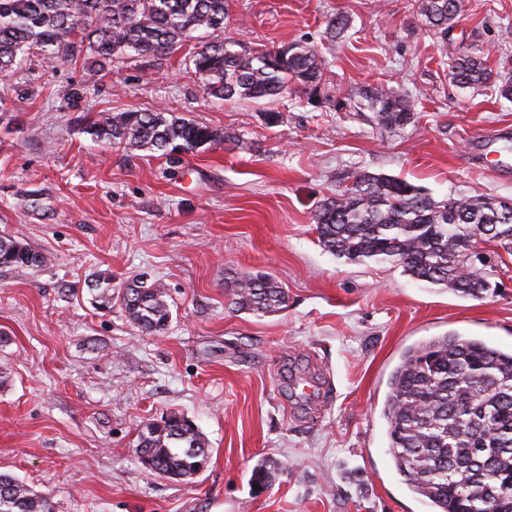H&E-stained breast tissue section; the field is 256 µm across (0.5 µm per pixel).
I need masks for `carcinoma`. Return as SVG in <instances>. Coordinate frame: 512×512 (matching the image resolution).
I'll list each match as a JSON object with an SVG mask.
<instances>
[{
  "label": "carcinoma",
  "instance_id": "carcinoma-1",
  "mask_svg": "<svg viewBox=\"0 0 512 512\" xmlns=\"http://www.w3.org/2000/svg\"><path fill=\"white\" fill-rule=\"evenodd\" d=\"M465 11L464 0H420L428 27L448 40ZM82 20L77 27L74 21ZM226 0H0V73L26 56L46 61L94 59L98 71L127 55L167 59L195 42L189 63L204 93L224 101L264 106L269 126L283 121L273 104L296 87L318 90L325 62L301 43L248 50L226 35ZM449 75L460 87L488 85L492 70L461 47L448 48ZM376 124L403 127L414 102L392 88L364 91ZM83 132L98 142L174 157L226 141L244 142L220 129L167 109L101 113ZM322 248L348 263H391L412 278L480 297L497 288L467 251L492 242L512 255V206L485 196L436 200L398 176L358 173L327 197L312 216ZM42 254L0 237V266L30 268ZM90 290L112 308V276L101 273ZM233 304L263 316L286 306L287 294L272 277L247 274L233 282ZM121 306L140 330L161 333L171 316L157 281L124 289ZM383 415L396 472L412 494L434 512H512V349L480 337L448 334L407 348L393 369ZM138 457L152 471L186 480L209 454L202 433L176 413L146 423ZM0 512H56L52 497L0 473Z\"/></svg>",
  "mask_w": 512,
  "mask_h": 512
}]
</instances>
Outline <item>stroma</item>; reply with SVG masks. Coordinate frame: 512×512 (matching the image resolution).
<instances>
[{
  "label": "stroma",
  "instance_id": "35a3bbf8",
  "mask_svg": "<svg viewBox=\"0 0 512 512\" xmlns=\"http://www.w3.org/2000/svg\"><path fill=\"white\" fill-rule=\"evenodd\" d=\"M250 48L303 43L326 62L267 127L258 106L205 95L188 50L125 57L100 73L24 60L0 75V236L41 253L0 267V473L50 494L58 512H431L388 453L382 411L402 352L459 333L512 348V255L500 295L461 297L390 263H348L318 243L319 202L362 171L435 199H512V99L461 88L417 0H227ZM350 21L344 38L327 20ZM448 40L512 76V0H466ZM386 84L415 103L402 128L376 125L362 93ZM77 91L69 99L68 91ZM224 129L232 143L172 161L96 142L85 118L158 108ZM271 274L286 307L236 310L227 285ZM146 274L166 289L164 332L99 309ZM190 419L210 455L183 481L145 469L138 432ZM277 462L252 488L261 459Z\"/></svg>",
  "mask_w": 512,
  "mask_h": 512
}]
</instances>
